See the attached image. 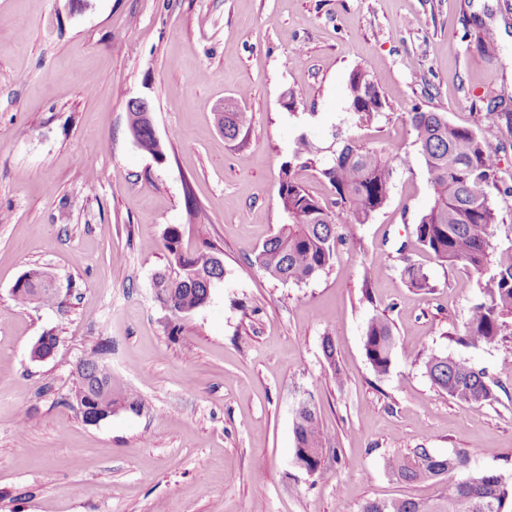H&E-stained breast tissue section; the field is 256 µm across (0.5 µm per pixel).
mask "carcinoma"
<instances>
[{
    "instance_id": "cac0c4a2",
    "label": "carcinoma",
    "mask_w": 512,
    "mask_h": 512,
    "mask_svg": "<svg viewBox=\"0 0 512 512\" xmlns=\"http://www.w3.org/2000/svg\"><path fill=\"white\" fill-rule=\"evenodd\" d=\"M386 101L369 73L356 69L348 79L347 111L362 122H370L384 112ZM405 120L414 134L416 156L431 188L428 207L413 228L419 248L439 263H463L482 275L478 281L482 299L475 303L457 342L479 347L512 335V245L492 244L493 227L499 222L496 207L485 187L498 181L496 154L473 126L448 120L443 112L425 111L418 106L406 113ZM136 128V144L157 161L165 158L164 145L156 139L140 113H128ZM252 114L236 106L224 107L218 116L224 137L235 139L250 125ZM316 163L309 141L295 142L292 156L282 163L278 181V206L284 221L277 231L254 251V264L269 278L283 284L300 285L329 268L346 243L325 202L312 195L295 177L296 167ZM398 170L397 156L371 147L357 139L343 141L331 161L318 169L332 189L333 203L349 213L354 224H365L386 204ZM162 248L165 264L152 278L156 299L179 316L199 308L208 290L224 279L223 249L205 242L196 249L183 246L181 228H166ZM403 276L409 286L431 291L435 285L420 266L403 258ZM15 302L25 306L32 301L54 304L58 296L51 277L34 270L13 287ZM364 350L372 369L389 373L397 354L410 352L398 343L392 324L384 313L368 321ZM323 356L332 374L341 376L336 348L331 337L322 341ZM99 347L76 365L71 397L82 418L106 413L112 404V385L116 379L101 366ZM426 374L440 392L466 404H485L496 399L484 370L466 359L433 353L425 362ZM295 459L311 469L321 466L324 452L331 447L311 401L302 402L295 414ZM392 477L405 483L435 480L445 484L433 501L414 498L367 500L358 512H508L512 508V485L492 471L469 468L464 448L447 455L429 448H414L385 462Z\"/></svg>"
}]
</instances>
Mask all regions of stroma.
Masks as SVG:
<instances>
[{
	"mask_svg": "<svg viewBox=\"0 0 512 512\" xmlns=\"http://www.w3.org/2000/svg\"><path fill=\"white\" fill-rule=\"evenodd\" d=\"M486 28L492 59L477 41ZM357 68L387 102L364 124L346 110ZM135 97L152 103L163 161L129 134ZM227 101L253 115L233 140L214 118ZM415 106L463 126L479 108L512 113V0H0V512H358L441 492L386 471L388 455L418 447L466 449L471 468L512 482V336L454 341L479 276L414 248L431 196L421 164L398 169L368 223L334 209L348 241L308 283L253 262L282 222L278 172L299 137L324 163L347 137L413 159ZM477 127L512 185V129ZM172 224L187 247L224 249L223 281L181 318L151 286ZM403 243L432 291L408 287ZM368 264L381 275L367 289ZM33 270L51 274L56 304H15ZM378 313L411 349L384 376L363 347ZM47 332L58 348L32 360ZM327 336L343 379L323 358ZM104 341L113 397L132 391L143 407L89 424L68 397ZM433 352L483 368L496 401L437 391ZM308 398L335 447L319 476L294 461Z\"/></svg>",
	"mask_w": 512,
	"mask_h": 512,
	"instance_id": "35a3bbf8",
	"label": "stroma"
}]
</instances>
